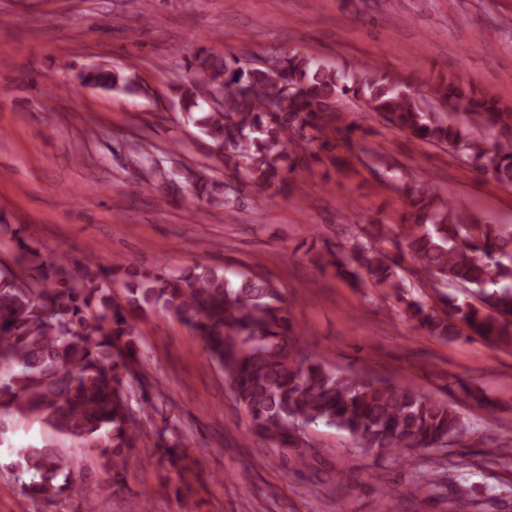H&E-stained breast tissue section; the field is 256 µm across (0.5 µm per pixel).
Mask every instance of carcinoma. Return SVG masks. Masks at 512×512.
<instances>
[{
	"instance_id": "1",
	"label": "carcinoma",
	"mask_w": 512,
	"mask_h": 512,
	"mask_svg": "<svg viewBox=\"0 0 512 512\" xmlns=\"http://www.w3.org/2000/svg\"><path fill=\"white\" fill-rule=\"evenodd\" d=\"M185 68L188 77L172 84L171 102L224 160L225 176L242 185L281 189L288 175L310 172L316 163L351 167L340 150H352L369 130L346 120L345 99L408 139L448 150L512 184V107L445 75L431 82L428 95L417 96L399 74L341 68L298 49L257 66L233 53H200ZM84 80L104 89L132 87L114 71H90ZM449 107L507 136L487 148ZM179 179L148 158V188ZM407 195L401 240L445 314L404 293L400 263L380 245L385 224L379 220L362 228L367 237L351 258L330 248L319 261L354 288L396 294L404 318L429 336L511 341L512 225L474 216L426 184ZM9 249L12 264L0 267V437L14 420L43 429L41 444L18 450L21 469L32 474L26 491L36 504L69 489L58 482L71 469L60 439L96 449L105 481L123 489L127 453L145 437L146 409L132 404L143 356L137 322L157 309L201 339L251 429L280 448L307 444L304 437L295 441L294 431L318 421L345 432L358 448L395 458L450 439L461 445L466 438L448 401L336 370L309 354L282 291L256 271L226 264L172 273L125 258L106 266L92 253L73 262L65 252L42 251L22 237L12 238ZM449 287L463 289L466 298ZM155 447L190 485L195 462L181 438Z\"/></svg>"
}]
</instances>
